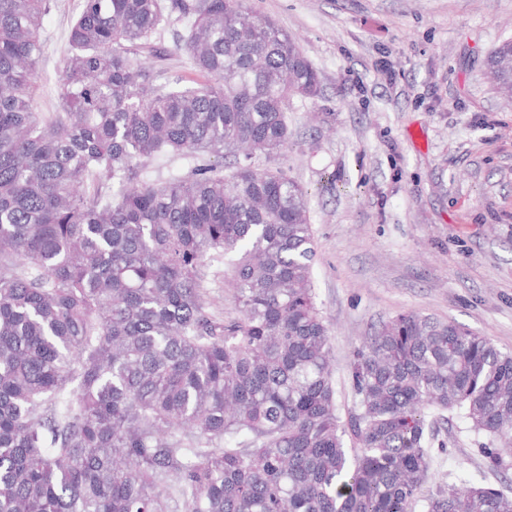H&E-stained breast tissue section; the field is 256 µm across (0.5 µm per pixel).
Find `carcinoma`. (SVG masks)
<instances>
[{
  "instance_id": "cac0c4a2",
  "label": "carcinoma",
  "mask_w": 512,
  "mask_h": 512,
  "mask_svg": "<svg viewBox=\"0 0 512 512\" xmlns=\"http://www.w3.org/2000/svg\"><path fill=\"white\" fill-rule=\"evenodd\" d=\"M50 0H0V512H512L466 481L424 496L434 423L461 409L512 462V353L400 313L365 337L341 419L316 303L308 193L253 158L321 92L288 33L245 0H82L36 112ZM200 78L129 57L167 26ZM512 74L494 49L487 78ZM233 157L224 173V154ZM165 155L186 174L144 178ZM231 256L238 316L204 304ZM206 278L203 283L204 300L209 315L218 321H228L237 316L233 291L224 278V254L210 253L205 259Z\"/></svg>"
}]
</instances>
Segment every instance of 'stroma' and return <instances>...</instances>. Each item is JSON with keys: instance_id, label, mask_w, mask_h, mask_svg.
<instances>
[{"instance_id": "35a3bbf8", "label": "stroma", "mask_w": 512, "mask_h": 512, "mask_svg": "<svg viewBox=\"0 0 512 512\" xmlns=\"http://www.w3.org/2000/svg\"><path fill=\"white\" fill-rule=\"evenodd\" d=\"M296 38L322 89L294 99L290 140L257 157L308 191L316 242L313 283L330 331L340 416L356 408L353 350L382 322L413 312L466 324L512 352V105L485 61L512 38V0H247ZM81 0H50L43 18L40 112L59 108L57 85ZM164 59L139 60L190 81L197 73L156 40ZM204 300L219 321L237 315L224 256L205 259ZM425 484L453 474L512 491V468L487 467L463 411L439 424Z\"/></svg>"}]
</instances>
